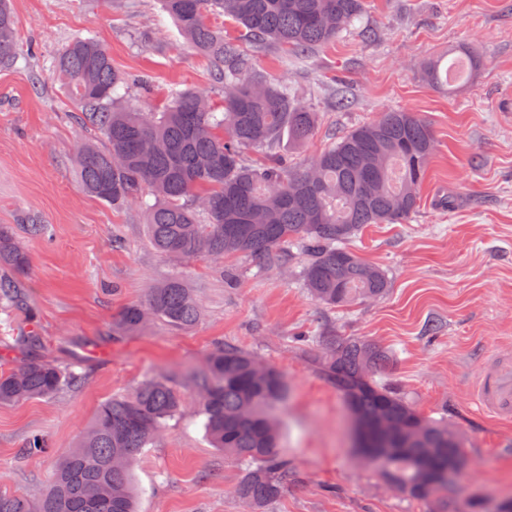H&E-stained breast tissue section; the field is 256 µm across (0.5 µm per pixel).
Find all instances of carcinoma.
Here are the masks:
<instances>
[{
	"instance_id": "obj_1",
	"label": "carcinoma",
	"mask_w": 512,
	"mask_h": 512,
	"mask_svg": "<svg viewBox=\"0 0 512 512\" xmlns=\"http://www.w3.org/2000/svg\"><path fill=\"white\" fill-rule=\"evenodd\" d=\"M188 44L211 65L223 92L222 111L204 95L173 87L162 112L116 105L130 84L149 86L112 65L91 38L68 42L54 59V77L73 96L75 121L86 131L76 154L79 181L114 208L137 203L154 247L166 256L222 259L243 255L257 267L297 249L306 256L301 279L330 308L387 293L386 272L346 247L368 224H405L419 210V191L433 153L429 124L414 112L390 110L351 128L301 168L279 154L313 135L317 113L282 82L252 71L249 59L224 41L208 16L227 18L256 47L274 44L304 58L333 43L365 10V0H161ZM17 61L10 0H0V66ZM433 84H448L440 62L424 68ZM261 161L248 164L243 152ZM29 255L9 226L0 225V308L29 316L22 279ZM176 328L194 325L199 305L179 278L153 288L143 304L124 308L112 335L139 330L148 316ZM311 361L336 386L374 447L364 458L400 493L448 512V493L464 463L465 441L446 420L422 417L410 400L376 379L394 354L368 340L327 330L312 340ZM85 374L29 355L0 371V404L50 398L79 386ZM203 428L213 447L246 465L235 495L250 512H265L295 473L279 452L280 432L269 408L284 399L282 372L249 353L224 346L208 357L199 379ZM183 407L179 392L157 377L131 396L104 401L91 428L60 462L37 501L0 491V512H136L133 467L157 430ZM50 448L42 434L22 453Z\"/></svg>"
}]
</instances>
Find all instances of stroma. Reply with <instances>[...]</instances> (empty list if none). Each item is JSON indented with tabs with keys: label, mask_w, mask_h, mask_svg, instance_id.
<instances>
[{
	"label": "stroma",
	"mask_w": 512,
	"mask_h": 512,
	"mask_svg": "<svg viewBox=\"0 0 512 512\" xmlns=\"http://www.w3.org/2000/svg\"><path fill=\"white\" fill-rule=\"evenodd\" d=\"M27 64L0 70V225L30 256L24 280L35 320L0 311V371L23 359L17 336L37 330L41 355L87 379L50 398L0 405V491L39 499L58 463L91 426L100 404L165 376L184 399L133 469L139 512H245L233 489L240 462L208 442L200 391L190 375L232 344L279 368L286 398L272 409L280 450L299 478L266 512H430L390 487L352 446L342 395L311 366L301 335L331 329L394 352L378 374L425 417L447 416L466 441L456 505L512 500V424L467 404L478 350L512 354V0H366L364 16L306 62L283 65L275 45L254 47L233 24L225 40L254 70L293 86L318 114L314 135L290 151L299 167L335 135L388 110L417 113L432 128L435 152L407 224H371L350 247L382 268V297L329 308L307 293L301 261L261 271L249 258L187 260L153 247L136 205L121 209L85 193L74 166L83 134L53 78L68 41L106 44L121 72L151 76L129 101L159 112L171 86L222 103L203 58L190 48L159 0H12ZM466 49L480 66L448 90L428 82L425 61ZM344 106H337L338 97ZM452 199L445 207L444 199ZM48 225L29 236L25 219ZM197 297L200 316L177 329L151 319L113 336L112 321L170 278ZM50 442L40 457L20 455L28 436Z\"/></svg>",
	"instance_id": "1"
}]
</instances>
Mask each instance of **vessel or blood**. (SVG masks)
I'll return each instance as SVG.
<instances>
[{"mask_svg": "<svg viewBox=\"0 0 512 512\" xmlns=\"http://www.w3.org/2000/svg\"><path fill=\"white\" fill-rule=\"evenodd\" d=\"M471 402L496 421H512V356L495 353L478 358Z\"/></svg>", "mask_w": 512, "mask_h": 512, "instance_id": "vessel-or-blood-1", "label": "vessel or blood"}]
</instances>
